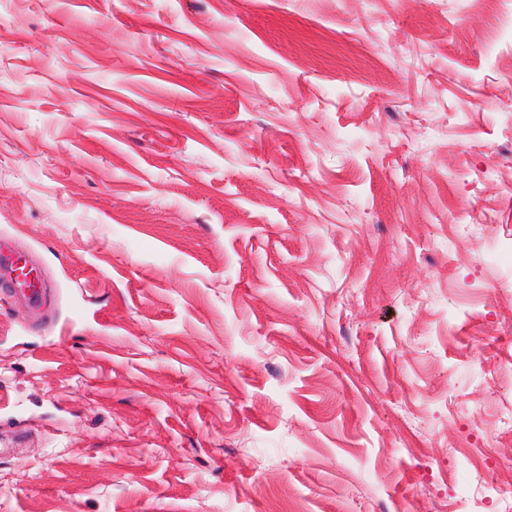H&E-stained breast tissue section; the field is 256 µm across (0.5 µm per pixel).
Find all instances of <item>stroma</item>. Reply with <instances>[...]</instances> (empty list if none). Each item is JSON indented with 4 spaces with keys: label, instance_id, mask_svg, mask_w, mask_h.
I'll return each mask as SVG.
<instances>
[{
    "label": "stroma",
    "instance_id": "obj_1",
    "mask_svg": "<svg viewBox=\"0 0 512 512\" xmlns=\"http://www.w3.org/2000/svg\"><path fill=\"white\" fill-rule=\"evenodd\" d=\"M512 0H0V512H512ZM29 267L28 262L14 249L12 242L0 238V280L10 288L25 289L26 283L18 280L16 272L19 267Z\"/></svg>",
    "mask_w": 512,
    "mask_h": 512
}]
</instances>
